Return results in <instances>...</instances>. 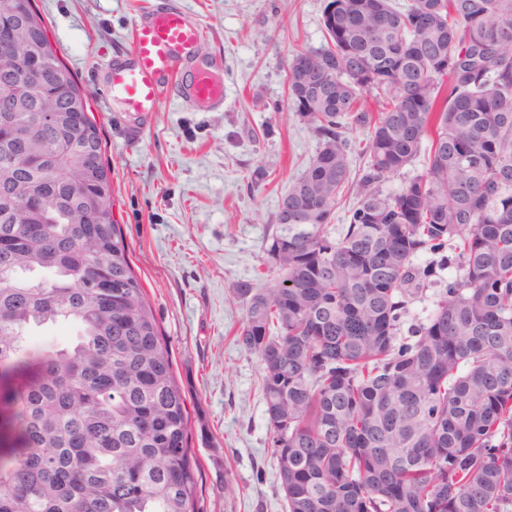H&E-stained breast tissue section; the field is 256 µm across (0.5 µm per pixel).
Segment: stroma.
<instances>
[{
    "mask_svg": "<svg viewBox=\"0 0 512 512\" xmlns=\"http://www.w3.org/2000/svg\"><path fill=\"white\" fill-rule=\"evenodd\" d=\"M154 2L36 0L105 142L112 212L186 397L201 512H286L236 291L278 279L266 253L278 202L317 148L288 102L287 65L324 47L328 0H182L203 28L199 59L224 60V109L165 96L139 116L113 98L109 62Z\"/></svg>",
    "mask_w": 512,
    "mask_h": 512,
    "instance_id": "35a3bbf8",
    "label": "stroma"
}]
</instances>
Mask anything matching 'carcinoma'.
Returning <instances> with one entry per match:
<instances>
[{
  "label": "carcinoma",
  "mask_w": 512,
  "mask_h": 512,
  "mask_svg": "<svg viewBox=\"0 0 512 512\" xmlns=\"http://www.w3.org/2000/svg\"><path fill=\"white\" fill-rule=\"evenodd\" d=\"M323 24L287 72L318 148L278 204L281 279L238 289L286 507L512 512V0H331ZM88 112L35 0H0V512H201L186 398ZM444 263L455 278L399 339ZM57 324L74 335L23 348Z\"/></svg>",
  "instance_id": "1"
}]
</instances>
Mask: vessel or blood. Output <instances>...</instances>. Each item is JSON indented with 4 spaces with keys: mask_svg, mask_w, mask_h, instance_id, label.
<instances>
[{
    "mask_svg": "<svg viewBox=\"0 0 512 512\" xmlns=\"http://www.w3.org/2000/svg\"><path fill=\"white\" fill-rule=\"evenodd\" d=\"M203 29L179 0L148 9L133 26L132 44L112 60V93L126 111L154 112L162 94L209 111L224 108L221 58L194 64Z\"/></svg>",
    "mask_w": 512,
    "mask_h": 512,
    "instance_id": "vessel-or-blood-1",
    "label": "vessel or blood"
}]
</instances>
